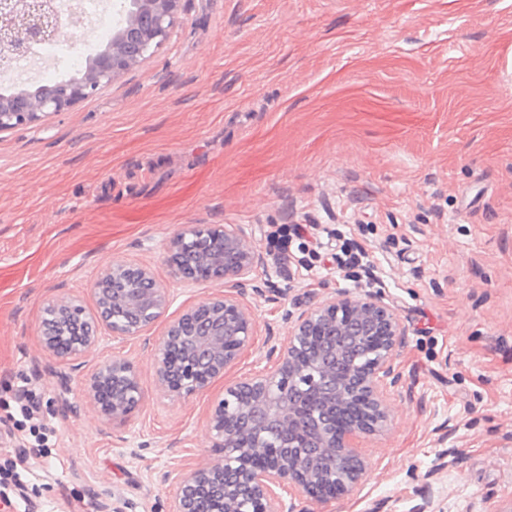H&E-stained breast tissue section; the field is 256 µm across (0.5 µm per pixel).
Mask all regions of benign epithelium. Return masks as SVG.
<instances>
[{"mask_svg": "<svg viewBox=\"0 0 512 512\" xmlns=\"http://www.w3.org/2000/svg\"><path fill=\"white\" fill-rule=\"evenodd\" d=\"M188 0H120L112 15L109 48L88 59L75 78L61 80L44 96L17 89L0 95V132L64 112L76 103L123 79L154 57L183 22ZM64 15L61 0H0V57H28L35 44L69 41V26L58 25ZM166 262L173 281L199 285L221 281L241 290L247 285L274 300L282 288L271 279L257 280L263 265L247 235L233 224H190L167 248ZM129 273L133 288L106 290L107 284ZM97 310L56 298L46 314L60 312L75 338L45 332L43 342L58 357L76 360L98 343L104 325L115 338L137 336L167 310L168 288L151 269L121 261L112 263L93 281ZM368 320L380 329L381 345L367 360L354 364L331 394L324 379L336 378L330 358L321 354L303 364L298 350L346 321ZM251 311L236 296L224 292L188 308L171 322L154 348V368L162 391L189 397L224 373L253 341ZM400 328L382 293L353 298L344 292L301 313L289 337L273 345L268 358L274 369L228 387L213 404L209 431L219 455L195 468L179 483L170 512H284L273 487H297L311 502L323 504L338 495L358 493L365 462L357 447L367 435L387 426L383 381L395 385V337ZM262 399L276 418L283 439L271 442L266 431L246 417L242 400ZM141 398L138 376L126 359L112 357L95 369L88 401L104 418L124 420Z\"/></svg>", "mask_w": 512, "mask_h": 512, "instance_id": "1", "label": "benign epithelium"}]
</instances>
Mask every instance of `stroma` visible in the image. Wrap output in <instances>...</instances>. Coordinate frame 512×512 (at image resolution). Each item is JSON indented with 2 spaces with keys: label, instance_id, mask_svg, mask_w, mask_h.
<instances>
[{
  "label": "stroma",
  "instance_id": "stroma-1",
  "mask_svg": "<svg viewBox=\"0 0 512 512\" xmlns=\"http://www.w3.org/2000/svg\"><path fill=\"white\" fill-rule=\"evenodd\" d=\"M307 225L278 260L271 232ZM189 224H238L278 300L244 290L251 347L202 391L165 396L153 348L224 287H173L139 337L101 329L66 364L43 345L46 299L94 310L113 262L168 281ZM382 292L401 334L390 425L363 439L358 496L320 512L512 507V0H193L142 67L70 109L0 133V468L26 459L32 512H165L217 451L226 388L334 291ZM141 399L121 422L86 407L110 357ZM32 383L50 452L13 417Z\"/></svg>",
  "mask_w": 512,
  "mask_h": 512
}]
</instances>
